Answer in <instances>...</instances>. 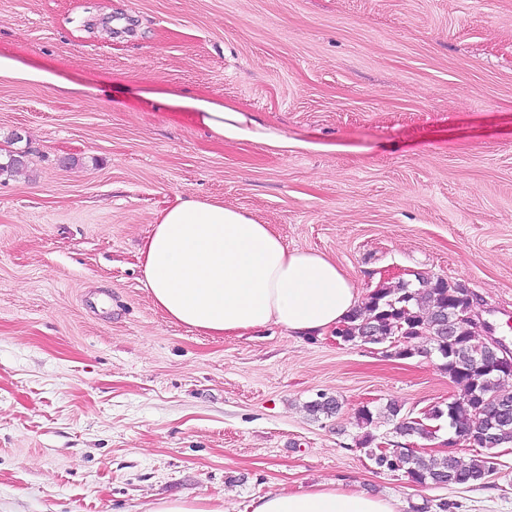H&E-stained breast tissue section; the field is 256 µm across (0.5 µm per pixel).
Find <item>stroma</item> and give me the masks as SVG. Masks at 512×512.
I'll return each instance as SVG.
<instances>
[{
    "label": "stroma",
    "instance_id": "35a3bbf8",
    "mask_svg": "<svg viewBox=\"0 0 512 512\" xmlns=\"http://www.w3.org/2000/svg\"><path fill=\"white\" fill-rule=\"evenodd\" d=\"M0 52L78 92L0 78V512H252L335 481L396 512H512V446L476 487H412L357 442L362 407L422 417L437 358L334 332L207 336L144 288L139 250L180 196L325 254L360 297L464 284L512 349V0H0ZM152 85L249 113L292 147L218 140ZM337 415L313 416L318 394ZM211 500V497L168 500L154 505L146 512H224V506H212L209 504Z\"/></svg>",
    "mask_w": 512,
    "mask_h": 512
}]
</instances>
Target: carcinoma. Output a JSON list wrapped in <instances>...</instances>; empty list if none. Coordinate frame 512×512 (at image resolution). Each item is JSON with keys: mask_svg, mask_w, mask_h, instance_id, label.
<instances>
[{"mask_svg": "<svg viewBox=\"0 0 512 512\" xmlns=\"http://www.w3.org/2000/svg\"><path fill=\"white\" fill-rule=\"evenodd\" d=\"M473 300L474 294L467 288L440 277L424 282L423 288L417 290L401 281L370 293L339 333L346 342L372 345L382 352L393 351L398 359L436 356L440 369L460 387V393L445 406L430 408L427 420L445 417L453 435H463L471 446L488 450L512 444V403L493 402L509 395L497 388L501 374L471 358L476 324L458 329L456 336L448 334V322L454 319L455 311ZM422 337L428 339L427 344L413 345V341ZM340 408L337 399L323 393L309 405L313 414L328 417L337 414ZM382 420L392 423L393 432L399 437L391 442L390 449L384 452L374 446L375 436L370 432L359 439V445L377 467L397 472L406 482L418 487L485 484L491 472L489 457L478 453L465 460L453 448L435 453L416 451L411 448L410 439L427 438L432 432L424 424L401 415V407L395 402L387 404L383 412L368 407L359 411V422L365 427Z\"/></svg>", "mask_w": 512, "mask_h": 512, "instance_id": "obj_1", "label": "carcinoma"}]
</instances>
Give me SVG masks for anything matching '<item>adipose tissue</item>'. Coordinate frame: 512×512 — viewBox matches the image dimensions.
Wrapping results in <instances>:
<instances>
[{
  "label": "adipose tissue",
  "mask_w": 512,
  "mask_h": 512,
  "mask_svg": "<svg viewBox=\"0 0 512 512\" xmlns=\"http://www.w3.org/2000/svg\"><path fill=\"white\" fill-rule=\"evenodd\" d=\"M150 100L189 113L220 139L287 144L248 113L186 91H148ZM144 286L169 318L209 336L277 326L321 336L359 305L352 280L323 254L291 249L270 225L223 203L177 198L158 215L140 250ZM253 512H395L387 500L321 483L274 490Z\"/></svg>",
  "instance_id": "adipose-tissue-1"
}]
</instances>
